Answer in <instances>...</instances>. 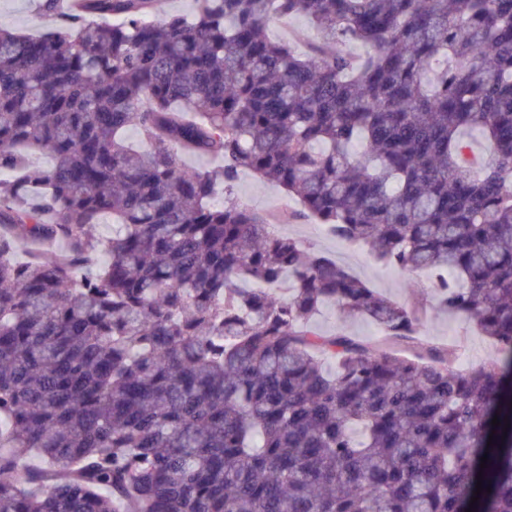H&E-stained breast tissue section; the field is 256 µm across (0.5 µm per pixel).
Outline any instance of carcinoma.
I'll return each instance as SVG.
<instances>
[{"instance_id":"1","label":"carcinoma","mask_w":512,"mask_h":512,"mask_svg":"<svg viewBox=\"0 0 512 512\" xmlns=\"http://www.w3.org/2000/svg\"><path fill=\"white\" fill-rule=\"evenodd\" d=\"M58 2L0 29V512H512V0ZM292 16L315 54L267 35ZM245 170L497 356L457 368L425 304L228 198ZM315 328L322 334L334 335L344 331L361 341L373 342L380 337L377 328L369 321L359 318L342 323L335 306L325 307L315 321Z\"/></svg>"}]
</instances>
